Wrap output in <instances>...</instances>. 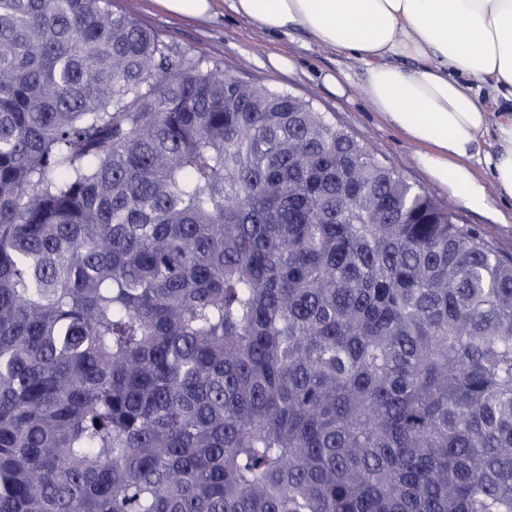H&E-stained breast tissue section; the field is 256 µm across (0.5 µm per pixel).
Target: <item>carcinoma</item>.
<instances>
[{"label": "carcinoma", "mask_w": 512, "mask_h": 512, "mask_svg": "<svg viewBox=\"0 0 512 512\" xmlns=\"http://www.w3.org/2000/svg\"><path fill=\"white\" fill-rule=\"evenodd\" d=\"M0 512H512V260L112 0H0Z\"/></svg>", "instance_id": "obj_1"}]
</instances>
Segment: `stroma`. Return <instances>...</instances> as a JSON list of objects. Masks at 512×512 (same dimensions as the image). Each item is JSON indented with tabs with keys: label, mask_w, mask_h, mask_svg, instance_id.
Here are the masks:
<instances>
[{
	"label": "stroma",
	"mask_w": 512,
	"mask_h": 512,
	"mask_svg": "<svg viewBox=\"0 0 512 512\" xmlns=\"http://www.w3.org/2000/svg\"><path fill=\"white\" fill-rule=\"evenodd\" d=\"M117 11L133 14L144 25L161 31L167 39L187 50L190 57L204 56L223 62L234 74L264 81L312 101L322 112L334 115L357 137L366 140L381 158L392 162L409 182L426 188L454 211L459 223L485 235L498 253L512 258V202L495 201L483 212L466 206L450 187L436 183L419 161L420 147L384 122L366 96L364 66L356 58L316 43L305 31L269 32L218 6L204 20L176 17L156 0H113ZM287 57L291 66L280 71L269 60ZM333 74L343 90L331 91L324 82Z\"/></svg>",
	"instance_id": "1"
}]
</instances>
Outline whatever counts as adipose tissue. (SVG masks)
<instances>
[{"mask_svg": "<svg viewBox=\"0 0 512 512\" xmlns=\"http://www.w3.org/2000/svg\"><path fill=\"white\" fill-rule=\"evenodd\" d=\"M272 32L300 28L358 58L377 112L423 146L422 165L468 207L512 200V113L487 111L472 81L512 94V0H228ZM495 133L492 149L480 136ZM482 156L496 184L470 169Z\"/></svg>", "mask_w": 512, "mask_h": 512, "instance_id": "1", "label": "adipose tissue"}]
</instances>
